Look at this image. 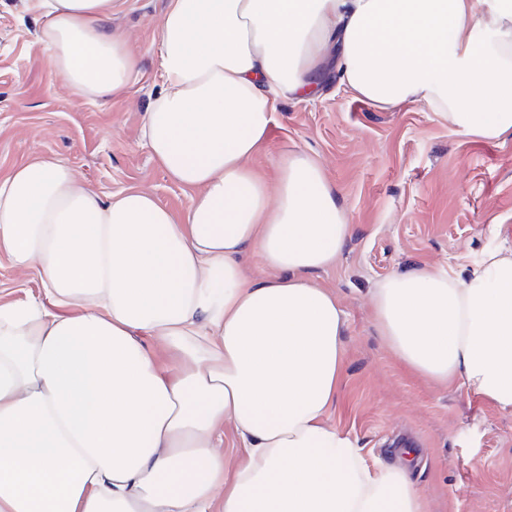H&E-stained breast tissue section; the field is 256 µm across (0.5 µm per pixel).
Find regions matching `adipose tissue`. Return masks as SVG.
<instances>
[{"label":"adipose tissue","mask_w":512,"mask_h":512,"mask_svg":"<svg viewBox=\"0 0 512 512\" xmlns=\"http://www.w3.org/2000/svg\"><path fill=\"white\" fill-rule=\"evenodd\" d=\"M114 0H26L56 76L89 102L138 75ZM142 138L190 193L93 190L37 158L0 178V252L46 295L0 303V512H424L398 465L328 422L347 322L313 284L349 234L308 154L249 166L281 101L327 66L351 97L512 132V0H169ZM253 249L271 277H248ZM415 375L512 411V250L461 279L417 270L371 294ZM240 447L226 454L220 432Z\"/></svg>","instance_id":"adipose-tissue-1"}]
</instances>
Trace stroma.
<instances>
[{"mask_svg": "<svg viewBox=\"0 0 512 512\" xmlns=\"http://www.w3.org/2000/svg\"><path fill=\"white\" fill-rule=\"evenodd\" d=\"M168 0H116L110 26L138 58L139 80L99 104L51 76L25 0H0V177L38 156L61 159L99 193L150 190L179 215L188 191L140 138L157 90L156 25ZM299 150L322 165L346 210L350 235L335 266L312 281L335 292L345 313L343 376L330 423L374 463L414 449L409 476L426 512H512V411L462 382L409 373L378 335L370 295L387 277L422 268L470 275L488 249L512 248V135L482 140L458 132L429 107L381 109L348 96L326 71L317 99L281 102L251 167ZM37 274H19L0 254V302L44 299Z\"/></svg>", "mask_w": 512, "mask_h": 512, "instance_id": "1", "label": "stroma"}]
</instances>
